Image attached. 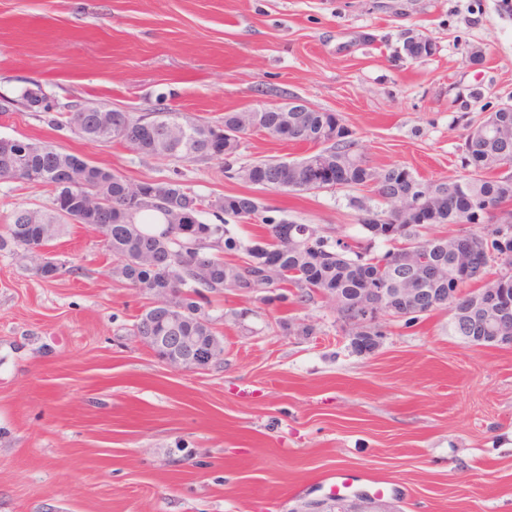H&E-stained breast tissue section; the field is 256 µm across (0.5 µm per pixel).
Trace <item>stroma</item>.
Here are the masks:
<instances>
[{"label": "stroma", "instance_id": "stroma-1", "mask_svg": "<svg viewBox=\"0 0 512 512\" xmlns=\"http://www.w3.org/2000/svg\"><path fill=\"white\" fill-rule=\"evenodd\" d=\"M411 29L433 55L398 58ZM36 85L62 113L95 102L210 121L299 96L336 113L372 166L451 180L468 125L512 100V0H0V98ZM0 136L206 199L246 193L333 240L362 233L347 192H276L226 177L223 159L95 143L16 103ZM312 151L255 132L238 161ZM51 201L0 180V226ZM50 251L70 268L53 281L0 252V512H300L333 498L339 472L353 500L382 479L397 512H512V346L471 345L438 310L383 318L361 354L328 301L227 288L209 309L222 363L181 371L135 336L155 298L114 275L91 227L69 225Z\"/></svg>", "mask_w": 512, "mask_h": 512}]
</instances>
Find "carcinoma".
Segmentation results:
<instances>
[{
    "instance_id": "cac0c4a2",
    "label": "carcinoma",
    "mask_w": 512,
    "mask_h": 512,
    "mask_svg": "<svg viewBox=\"0 0 512 512\" xmlns=\"http://www.w3.org/2000/svg\"><path fill=\"white\" fill-rule=\"evenodd\" d=\"M21 103L33 112H43L47 123L60 126L53 115L55 104L42 88H26ZM183 119L179 112H148L138 117L129 112L112 113V126L101 131L96 112H71L68 124L80 136L96 142L120 140L145 155H163L184 160L224 158L225 170L236 172L234 165L242 141L239 133L249 128L272 130L289 140L306 142L317 150L286 164L273 158L251 162V181L263 188L290 192L331 190L333 186L311 184L306 170L317 160L340 172V181L358 176V166L367 160L358 151V142L349 133L335 130L333 116L327 112H226L216 124L196 123L195 130L181 144L164 139L168 124ZM507 121L512 113H495L483 130H475L464 143L467 174L440 184L442 193L430 200L433 224L458 227L471 232L473 216L462 215L453 207L456 195H466L477 210L497 209L489 215L485 229L494 236L492 249L501 255L500 264L512 266V235L499 237L502 230L512 231V173L487 174V159L501 162L512 159V138L497 137L493 124ZM27 150L29 182L48 185L54 192L51 207L16 212L11 223L0 230V252L26 257L52 246L77 216L82 224L98 229L106 237V247L121 264L115 269L129 287L160 297H173L187 310L183 331L193 336L215 335L213 319L206 307L212 295L226 288L262 303H288V296L301 304L311 303L324 294L340 293L352 301L363 288H393L395 281L409 273L406 263L422 258L443 269L437 281L420 279L415 288L438 294L460 287L455 260L448 252L449 236L425 234L426 224L398 220L390 202L403 200L409 206L418 202L417 188L422 184L411 169L392 165L381 170L369 167L366 179L378 199L371 207L352 201L359 211L363 238L356 245L341 244L319 234L309 224H294L261 215L258 200L246 194H229L206 200L187 189L180 181L146 180L140 185L156 191V200L138 205L129 199L136 184L112 169L93 165L61 147L28 138L18 140V150ZM188 215V223L173 224V211ZM206 210L224 214V223L208 224L200 219ZM153 212L164 227L146 233L137 217ZM248 226L260 223L261 231L246 238L234 235L230 222ZM390 245L382 254L373 253L376 244ZM238 253L235 262H226L220 250ZM277 256L281 271L276 280L264 276L265 258ZM453 314L449 330L457 336L471 335L473 319Z\"/></svg>"
}]
</instances>
